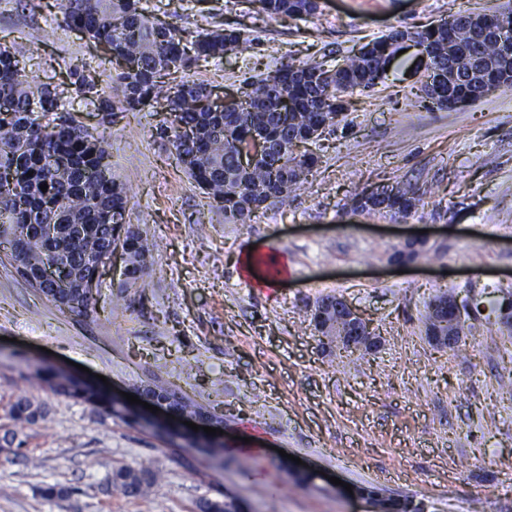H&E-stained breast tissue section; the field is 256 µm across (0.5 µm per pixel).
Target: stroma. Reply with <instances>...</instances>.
I'll return each instance as SVG.
<instances>
[{"mask_svg":"<svg viewBox=\"0 0 512 512\" xmlns=\"http://www.w3.org/2000/svg\"><path fill=\"white\" fill-rule=\"evenodd\" d=\"M142 2L187 39L216 27L249 37L187 76L221 98L283 62H339L461 9L512 10V0H319L315 15L291 19L259 14L252 0ZM15 40L38 82L95 53L63 29L58 8L0 0V44ZM418 60L408 48L374 89L350 96L344 120L313 144L319 162L302 189L248 224L226 220L178 165L163 113L82 111L129 190L125 221L148 230L155 261L142 300L125 307V257L114 254L89 321L60 312L0 257V437L23 442L0 452V512H199L228 499L243 512H365L339 480L421 512H512V329L489 306L512 292V89L429 107ZM402 183L426 192L407 222L350 213L355 193ZM423 229L428 256L388 265ZM443 292L478 306L456 353L425 337L427 306ZM326 295L348 300L383 347L323 348L311 311ZM40 375H102L109 396L161 380L223 415V445L210 453L162 437L37 384ZM21 397L41 407L36 423L8 417ZM285 453L316 472L314 484L281 470ZM124 465L157 480L137 496L107 488ZM49 487L64 497H46Z\"/></svg>","mask_w":512,"mask_h":512,"instance_id":"35a3bbf8","label":"stroma"}]
</instances>
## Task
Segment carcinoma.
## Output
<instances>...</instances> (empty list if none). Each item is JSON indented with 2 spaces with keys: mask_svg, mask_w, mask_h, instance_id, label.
I'll list each match as a JSON object with an SVG mask.
<instances>
[{
  "mask_svg": "<svg viewBox=\"0 0 512 512\" xmlns=\"http://www.w3.org/2000/svg\"><path fill=\"white\" fill-rule=\"evenodd\" d=\"M270 18L313 16L318 0H255ZM62 22L105 50L115 64L116 96L99 87L95 69L88 63L67 69L66 80L53 85L29 81L20 67L26 50L18 44H0V236L12 233L15 224H75L76 235L64 233L58 248L71 262L63 276L59 296L50 301L62 312H72L67 301L79 294L89 273L88 263L107 255L116 243L115 212L126 210V188L110 173L104 144L77 124L73 113L92 105L99 112L140 111L161 108L172 117L162 129L178 164L212 199L224 216L246 224L267 203L284 201L303 184L318 157L300 147L318 139L333 119L344 118L345 97L373 89L385 76V67L396 57L394 41L405 34L395 30L364 44L336 69L327 62L287 63L276 67L281 89L268 86L265 75L247 83L236 105L226 111L210 100L207 86L185 79L170 87L164 77L188 73L201 60H221L244 41L235 29L216 28L185 43L179 30L150 19L141 0H61ZM469 21L436 25L416 32L417 44L426 52L425 98L438 109L448 108V45L481 55L496 63L512 59V12L505 17L503 38L483 37L482 14L467 13ZM500 88L494 73L455 83L459 100L475 102L485 96L479 84ZM286 95L288 105L281 104ZM256 136L274 143L288 142L285 151L273 150L243 167L237 155ZM48 185L42 191L40 185ZM425 192L406 184L391 188V195L374 200L357 193L352 212L407 218L423 205ZM127 278L141 279L153 256L148 239L139 228L129 227L124 238ZM12 259L18 275L36 276L50 259L42 236L33 232L15 240ZM19 422L34 423L41 409L27 399L9 408ZM154 482L146 469L121 466L112 470L107 487L138 496Z\"/></svg>",
  "mask_w": 512,
  "mask_h": 512,
  "instance_id": "obj_1",
  "label": "carcinoma"
}]
</instances>
